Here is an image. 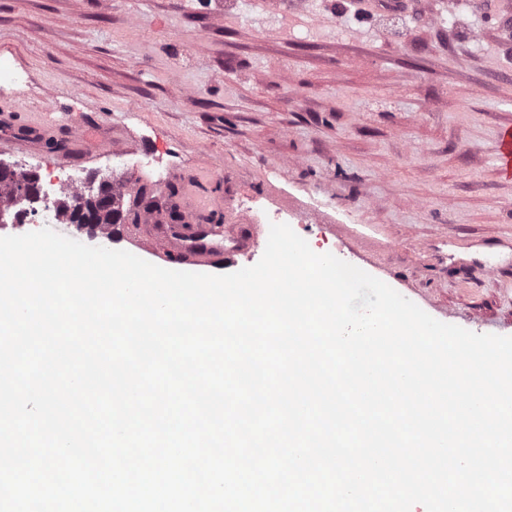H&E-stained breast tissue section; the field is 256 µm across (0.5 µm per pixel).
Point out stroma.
Wrapping results in <instances>:
<instances>
[{
  "instance_id": "35a3bbf8",
  "label": "stroma",
  "mask_w": 512,
  "mask_h": 512,
  "mask_svg": "<svg viewBox=\"0 0 512 512\" xmlns=\"http://www.w3.org/2000/svg\"><path fill=\"white\" fill-rule=\"evenodd\" d=\"M0 0V90L15 126L40 122L71 163L111 147L157 186L216 197L322 198L347 242L293 230L438 321L512 336V28L500 0ZM85 136L70 137L73 120ZM498 167L506 177H512V127H505L500 134Z\"/></svg>"
}]
</instances>
